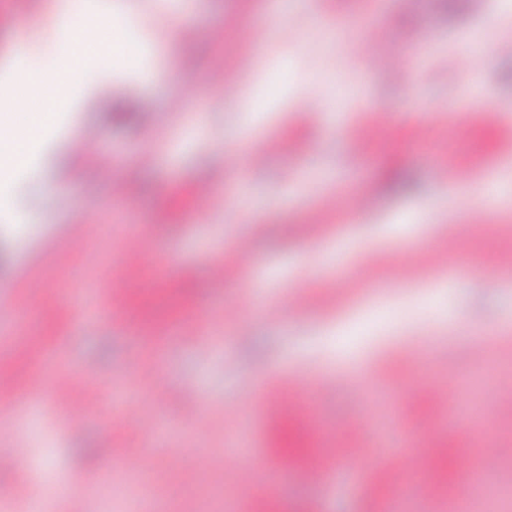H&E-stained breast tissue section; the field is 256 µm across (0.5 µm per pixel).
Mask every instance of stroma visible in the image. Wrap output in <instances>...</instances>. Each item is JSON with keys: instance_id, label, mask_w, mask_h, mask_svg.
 Masks as SVG:
<instances>
[{"instance_id": "stroma-1", "label": "stroma", "mask_w": 512, "mask_h": 512, "mask_svg": "<svg viewBox=\"0 0 512 512\" xmlns=\"http://www.w3.org/2000/svg\"><path fill=\"white\" fill-rule=\"evenodd\" d=\"M434 2L409 12L400 0H290L285 17L267 19L266 0H190L184 24L213 35L188 46L157 36L172 0H129L153 80L108 59L92 64L69 137L0 210V304L17 313L0 319V345H38L0 357V372L22 389L31 376L43 380L41 398L0 399L12 413L0 451L25 460L0 470V496L22 507L50 497L53 512L80 499L94 512L100 495L132 497L144 481L155 490L146 512H230L249 468L252 502L277 512H393L397 503L402 512H461L460 479L442 488L421 475L435 443L512 444V332L500 330L512 320V53H484L474 70L450 58L470 52L473 30L512 40V0L482 13ZM47 6L0 0V60L13 28L47 27ZM318 13L336 23L335 35L315 31ZM374 25L387 31L375 51L400 64L399 76L353 56ZM313 87L316 121L301 112ZM121 97L145 121L103 119L99 104ZM460 112L470 116L464 131ZM383 120L385 136H369ZM487 177L503 195L495 211L473 198ZM117 183L123 196L113 194ZM31 212L39 223H24ZM74 224L85 227L78 250ZM460 224L469 227L461 237ZM133 243L143 264L128 275L117 261ZM218 264L220 290L210 284ZM117 291L126 298L120 319ZM74 294L94 322L68 304ZM228 305L235 319H225ZM178 322L192 337L165 335ZM483 370L493 379L490 413L469 431L449 425L466 378ZM67 373L89 406L75 428L45 422ZM294 380L312 414L302 424L311 456L322 452L323 427L336 448L314 483L273 453L274 416L237 406L245 383L286 389ZM436 380L446 392L418 415L416 394ZM186 383L203 394L190 420ZM117 393L139 398L138 414H114ZM107 436L140 456L139 478L88 456ZM171 448L182 450L181 464L170 463ZM211 466L222 480H203ZM486 484L490 495L474 507L512 504V458Z\"/></svg>"}]
</instances>
